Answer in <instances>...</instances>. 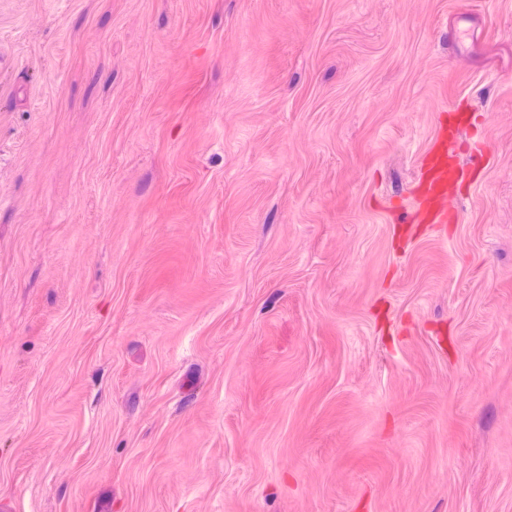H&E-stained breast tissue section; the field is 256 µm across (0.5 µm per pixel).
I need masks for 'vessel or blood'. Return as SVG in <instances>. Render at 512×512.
Wrapping results in <instances>:
<instances>
[{"instance_id": "1", "label": "vessel or blood", "mask_w": 512, "mask_h": 512, "mask_svg": "<svg viewBox=\"0 0 512 512\" xmlns=\"http://www.w3.org/2000/svg\"><path fill=\"white\" fill-rule=\"evenodd\" d=\"M453 126H440L424 156L413 189L406 221L437 235L447 232L449 215L459 199V188L469 178L455 154Z\"/></svg>"}]
</instances>
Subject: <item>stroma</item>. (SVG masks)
<instances>
[{
  "instance_id": "1",
  "label": "stroma",
  "mask_w": 512,
  "mask_h": 512,
  "mask_svg": "<svg viewBox=\"0 0 512 512\" xmlns=\"http://www.w3.org/2000/svg\"><path fill=\"white\" fill-rule=\"evenodd\" d=\"M1 503L512 512V0H0ZM454 132L453 126L441 124L419 166L413 203L404 211L405 223L415 224L411 225L415 229L425 228L445 235L448 216L457 207L459 187L471 177L455 155Z\"/></svg>"
}]
</instances>
